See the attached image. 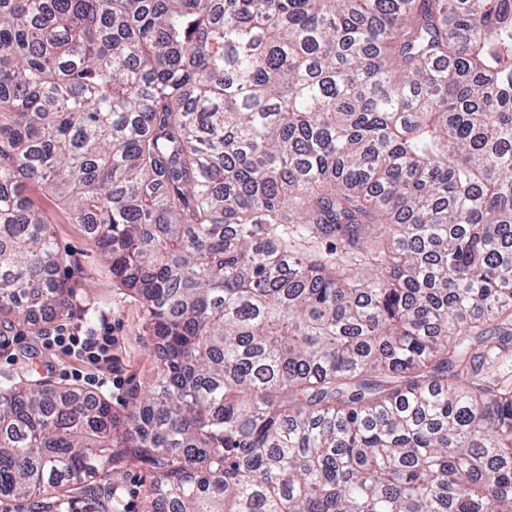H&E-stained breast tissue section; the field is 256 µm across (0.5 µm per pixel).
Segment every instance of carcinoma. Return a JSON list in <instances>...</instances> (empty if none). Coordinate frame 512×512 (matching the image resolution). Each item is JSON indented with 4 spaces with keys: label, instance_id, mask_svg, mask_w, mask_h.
Listing matches in <instances>:
<instances>
[{
    "label": "carcinoma",
    "instance_id": "cac0c4a2",
    "mask_svg": "<svg viewBox=\"0 0 512 512\" xmlns=\"http://www.w3.org/2000/svg\"><path fill=\"white\" fill-rule=\"evenodd\" d=\"M67 204L161 367L0 383V504L512 512V0H0V315L69 314ZM112 483V512H145L144 490L150 472L130 451L112 466L102 483Z\"/></svg>",
    "mask_w": 512,
    "mask_h": 512
}]
</instances>
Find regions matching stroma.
I'll list each match as a JSON object with an SVG mask.
<instances>
[{"label": "stroma", "instance_id": "obj_1", "mask_svg": "<svg viewBox=\"0 0 512 512\" xmlns=\"http://www.w3.org/2000/svg\"><path fill=\"white\" fill-rule=\"evenodd\" d=\"M32 203L50 219L56 242L70 257L61 270L74 289V305L63 319L47 318L20 326L0 320V334L11 337L9 348L0 350V381L20 382L42 378L55 386H67L81 393L106 399L114 409H123L132 387L149 389L160 367L154 340L145 334L142 302L112 277L110 266L76 224L69 210L50 194L45 185L31 182L26 189ZM80 331H109L112 360L97 367L45 348L43 330L57 325ZM112 485V512H144V490L150 481L145 465L126 454L107 477Z\"/></svg>", "mask_w": 512, "mask_h": 512}]
</instances>
